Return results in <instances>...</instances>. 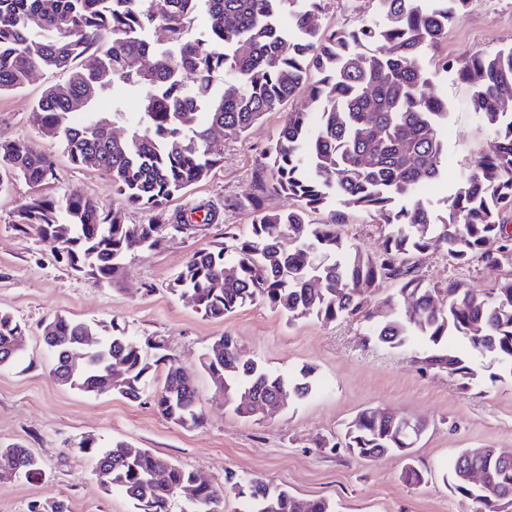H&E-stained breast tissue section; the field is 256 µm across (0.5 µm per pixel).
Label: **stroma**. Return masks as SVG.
Returning <instances> with one entry per match:
<instances>
[{"label": "stroma", "instance_id": "35a3bbf8", "mask_svg": "<svg viewBox=\"0 0 512 512\" xmlns=\"http://www.w3.org/2000/svg\"><path fill=\"white\" fill-rule=\"evenodd\" d=\"M327 28H348L360 18H376L375 0H324ZM512 46V0H470L448 29V38L425 58L433 91L448 105V173L427 197L435 212L482 156L491 131L470 108L471 89L458 76L468 51ZM61 72L39 71L16 91L0 94V140L25 141L46 154L55 176L39 186L16 178L0 188V311L25 327L26 352L11 367L0 368V447L17 443L41 461L45 476L0 481V512H28L30 501L66 500L70 512H137L117 491L105 492L94 474L90 454L78 447L86 437L98 447L124 440L147 448L194 471L222 489L220 512H241L243 505L224 492L226 473L258 478L304 497L325 498L337 512H474L471 501L453 493L442 475L462 449L493 447L512 454V382L482 377L463 389L447 374L419 371V343L391 349L367 340V326L357 320L323 323L309 318L287 322L257 302L221 320L203 317L170 290L175 274L195 252L223 242L225 233L246 231L251 201L262 196L267 209L283 210L287 196L263 191V153L285 115L274 112L246 136L221 138L218 163L208 177L165 207L127 206L101 173L72 165L58 140L37 134L30 116L36 101ZM75 194L102 201L128 224H156L164 237L153 250L128 254L112 282L74 271L35 233L15 228L14 214L33 195ZM217 211L213 224L176 230L175 213L199 202ZM345 216L348 240L371 252L382 249L383 231L362 212L331 201ZM419 276L430 283L463 278L478 288L491 287L501 272L480 261L457 267L442 253L417 262ZM57 315L90 322H115L127 335L160 345L165 362L152 366L140 399L92 396L58 385L50 376L51 356L42 327ZM238 345L264 366L286 376L315 369V387L303 401L261 421L240 418L223 393L200 369V358L219 336ZM194 372L202 424L181 428L156 410L152 393L169 365ZM383 407L423 421L427 427L414 455L431 469L432 479L410 486L401 479L403 460L387 455L363 461L344 449L317 447L318 439L336 440L362 409Z\"/></svg>", "mask_w": 512, "mask_h": 512}]
</instances>
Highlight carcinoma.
Segmentation results:
<instances>
[{
  "instance_id": "obj_1",
  "label": "carcinoma",
  "mask_w": 512,
  "mask_h": 512,
  "mask_svg": "<svg viewBox=\"0 0 512 512\" xmlns=\"http://www.w3.org/2000/svg\"><path fill=\"white\" fill-rule=\"evenodd\" d=\"M376 2L382 23L363 19L330 31L322 25V0H0V93L22 88L35 71L66 73L36 103L38 131L58 140L72 164L106 175L127 204L156 209L217 164L207 147L214 130L243 136L312 82L318 121L303 110L287 113L264 152L268 185L293 206L269 211L252 200L248 231L194 253L172 290L214 320L255 302L290 322L362 320L368 338L389 348L417 341L420 370L444 372L465 388L480 376L478 355L512 376V270L478 290L463 278L428 284L409 264L431 251L455 265L473 258L499 265L512 255V113L503 109L512 99V47L472 50L463 61L471 107L492 137L438 216L424 189L448 170V112L430 90L423 57L447 38L469 0ZM282 11L292 17L289 33L275 24ZM200 12L209 17L206 36L190 41L186 23ZM157 29L166 34V51L147 38ZM88 53L91 69L76 64ZM184 72L194 75L189 88ZM88 92L87 108H73ZM130 100L138 111H127ZM97 116L127 123L131 136L94 131ZM5 173L34 185L54 176L43 154L17 141H0V186ZM333 197L384 227L381 255L345 241L341 214L309 221ZM15 224L35 232L73 270L108 283L127 253L163 241L160 226L125 224L102 202L72 195L29 198ZM285 239L292 248L283 247ZM386 282L395 293L380 298ZM22 336L13 315L0 311L1 368L21 357ZM43 341L58 384L101 396L110 373V393L140 398L152 363L125 329L57 315L44 325ZM200 367L244 419L279 396L290 402L313 391V368L286 377L246 355L229 334L212 343ZM154 404L177 426L202 422L194 375L179 366L168 367ZM401 421L384 408H366L348 423L343 448L366 461L399 454L402 480L425 484L431 472L416 464ZM79 447L95 456L101 488L122 491L138 512H169L175 498L183 500V512H218V490L149 449L118 440L98 450L92 438ZM473 469L482 473L478 486L470 481ZM21 476L40 479L38 459L19 444L0 448V478ZM447 482L475 512H512V460L493 448L460 451L448 464ZM225 488L250 503L248 512H336L324 499H301L259 479L228 475ZM28 512L69 509L62 500L34 501Z\"/></svg>"
}]
</instances>
